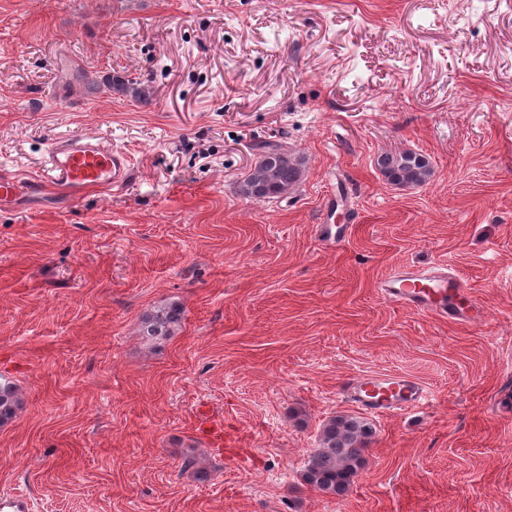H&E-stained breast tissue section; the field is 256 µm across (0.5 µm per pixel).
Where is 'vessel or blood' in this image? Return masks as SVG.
I'll use <instances>...</instances> for the list:
<instances>
[{
  "instance_id": "1",
  "label": "vessel or blood",
  "mask_w": 512,
  "mask_h": 512,
  "mask_svg": "<svg viewBox=\"0 0 512 512\" xmlns=\"http://www.w3.org/2000/svg\"><path fill=\"white\" fill-rule=\"evenodd\" d=\"M132 163L122 151L89 136L73 137L50 148L39 179L20 181L0 178V199L20 191L39 193L42 186H58L69 198L83 197L89 190H109L130 177ZM380 296L390 302L452 323L478 325L487 316L481 306L468 301L459 276L438 266H400L379 282ZM344 401L372 414H387L425 404L427 390L416 379L398 375H361L341 386ZM31 497L19 492L0 493V512H33Z\"/></svg>"
}]
</instances>
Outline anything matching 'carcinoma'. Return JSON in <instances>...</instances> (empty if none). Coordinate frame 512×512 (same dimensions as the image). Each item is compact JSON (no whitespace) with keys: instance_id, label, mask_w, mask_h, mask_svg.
Here are the masks:
<instances>
[{"instance_id":"cac0c4a2","label":"carcinoma","mask_w":512,"mask_h":512,"mask_svg":"<svg viewBox=\"0 0 512 512\" xmlns=\"http://www.w3.org/2000/svg\"><path fill=\"white\" fill-rule=\"evenodd\" d=\"M256 149L259 156L240 181V194L254 200L280 199L291 194L303 175L302 159L271 143H261ZM377 165L387 180L401 186L422 185L431 175L429 160L415 151L382 155ZM182 319L180 304L169 302L145 315L141 335L151 341L164 340L181 326ZM20 406L19 387L0 375V426L16 418ZM373 436V426L362 417L330 418L323 424L320 448L308 460L304 482L320 494H346L364 465V453Z\"/></svg>"}]
</instances>
